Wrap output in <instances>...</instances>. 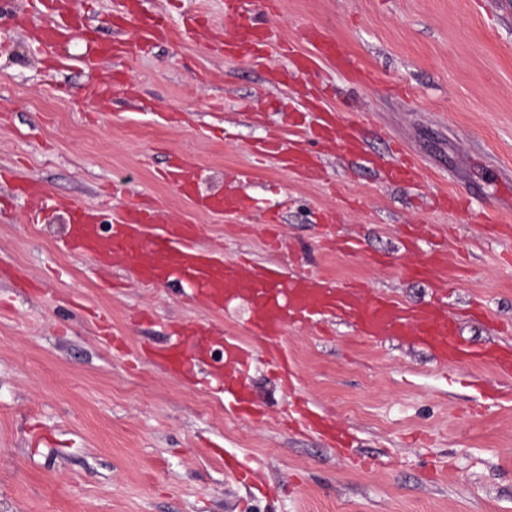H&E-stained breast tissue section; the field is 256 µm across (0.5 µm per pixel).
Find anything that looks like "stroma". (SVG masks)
<instances>
[{
    "mask_svg": "<svg viewBox=\"0 0 512 512\" xmlns=\"http://www.w3.org/2000/svg\"><path fill=\"white\" fill-rule=\"evenodd\" d=\"M143 16H167L169 35L122 62L83 68L80 39L56 72L29 36L0 15V512H240L250 487L224 467L245 458L273 486L253 512H512V401L481 405L478 387L512 392V374L473 360L440 363L401 339L369 342L344 324L329 334L289 326L282 344L301 392L351 431L364 471L318 437L281 428L291 399L271 366L246 381L265 418L233 414L206 374L187 379L154 363L176 325L217 324L247 340V310L206 307L164 285L147 288L118 268L95 270L64 249L60 202L117 207L129 193L161 200L169 222L189 219L196 244L287 262L291 272L340 285L358 281L407 304L447 297L461 338L475 351L512 345V235L480 220L493 206L512 219V0H277L279 39L326 29L379 80L352 88L333 63L311 74L331 87L329 107L357 123L368 147L401 143L421 163L419 182L387 184L339 154L326 183L255 165L251 144L276 133L301 142L289 120L292 91L264 69L229 60L181 26L201 14L224 26V0H141ZM137 99L113 90L73 107L57 84L82 96L114 70ZM199 167L203 192L246 190L245 214L196 212L159 172L168 152ZM46 186L39 221L12 194V179ZM461 191L466 213L427 199ZM335 212L337 227L319 222ZM443 237L446 283L403 270L407 226Z\"/></svg>",
    "mask_w": 512,
    "mask_h": 512,
    "instance_id": "1",
    "label": "stroma"
}]
</instances>
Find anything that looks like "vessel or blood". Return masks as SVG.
Wrapping results in <instances>:
<instances>
[{"label":"vessel or blood","instance_id":"1","mask_svg":"<svg viewBox=\"0 0 512 512\" xmlns=\"http://www.w3.org/2000/svg\"><path fill=\"white\" fill-rule=\"evenodd\" d=\"M116 21L132 28L131 36L109 41L95 39L87 17L77 8L75 0H29L23 23L30 26V38L35 49L54 57L60 45L73 37L83 38L87 54L82 63L91 67L103 57L115 59L134 57L144 47L153 45L167 28L163 16H139L137 0H117ZM224 25L233 30L225 41L224 53L229 57L246 56L261 62L267 59L273 44L272 29L265 17L243 15L235 0H224ZM298 41L311 50L298 62L301 70L318 68L327 59L335 60L338 69L352 79L368 83L356 58L338 48L335 39L323 28L306 26L299 30ZM306 148L288 147L285 140L273 139L267 153L276 157L282 168L317 177L318 166L313 148L318 144H335L355 160H365L364 140L354 124H338L334 114L325 112L321 121L306 139ZM391 180H407L417 176L418 166L408 156L376 161ZM197 171L186 158H175L165 172L169 184L191 188L190 199L196 211L205 213H245L252 209L253 200L247 193L228 198L221 194H203L192 188ZM69 233L65 246L71 255L94 264L108 265L119 260L147 286L165 284L173 275H180L192 298L209 307L223 309L237 302L247 305V330L254 341L271 348L272 362L284 361L278 343L286 327L318 317L328 311L353 321L360 336L374 340L382 336H411L429 346L448 360L462 357L455 334L458 326L442 302L414 307L387 295H372L359 287L331 288L310 276L282 278L276 271L249 263L227 265L207 253L190 246L196 226L185 221L164 223L161 211L138 200L127 202L113 211L90 210L80 202H68ZM446 267L443 254L434 250L425 259L413 262L411 273L422 279L441 278ZM182 338L179 350L161 353L166 367L182 375H190L198 361L204 360L216 339H223L221 362L232 380L225 387L229 406L238 412H248L244 391L246 370L254 359L252 351L241 347L234 337H221L217 327L178 330ZM289 424L323 434L336 445H346L348 434L312 413L305 401H298L288 416Z\"/></svg>","mask_w":512,"mask_h":512}]
</instances>
